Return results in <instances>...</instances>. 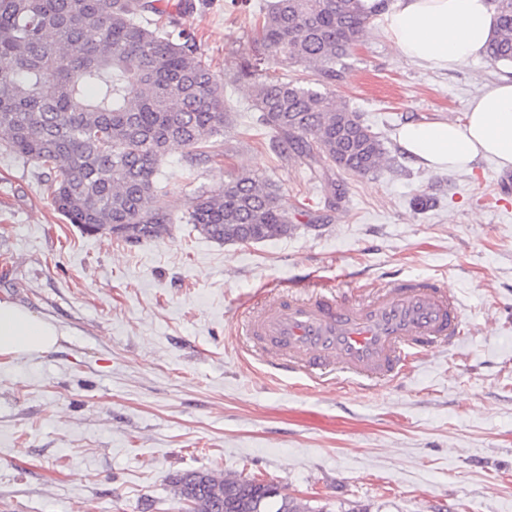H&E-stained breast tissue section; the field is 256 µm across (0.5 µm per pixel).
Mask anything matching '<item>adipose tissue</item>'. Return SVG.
<instances>
[{"label": "adipose tissue", "instance_id": "obj_1", "mask_svg": "<svg viewBox=\"0 0 512 512\" xmlns=\"http://www.w3.org/2000/svg\"><path fill=\"white\" fill-rule=\"evenodd\" d=\"M496 25L489 0H395L384 15L385 32L402 59L440 70H458L479 59ZM397 141L408 157L430 170L468 171L479 158L512 170V78L475 96L464 123L408 122ZM62 336L50 320L0 300L1 359L47 353Z\"/></svg>", "mask_w": 512, "mask_h": 512}]
</instances>
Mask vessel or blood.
Returning a JSON list of instances; mask_svg holds the SVG:
<instances>
[{
    "label": "vessel or blood",
    "mask_w": 512,
    "mask_h": 512,
    "mask_svg": "<svg viewBox=\"0 0 512 512\" xmlns=\"http://www.w3.org/2000/svg\"><path fill=\"white\" fill-rule=\"evenodd\" d=\"M243 333L250 353L280 373L379 382L454 345L464 324L453 297L433 281L392 279L342 295L310 278L250 311Z\"/></svg>",
    "instance_id": "b4317fda"
}]
</instances>
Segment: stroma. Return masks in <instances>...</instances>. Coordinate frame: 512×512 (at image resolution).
Wrapping results in <instances>:
<instances>
[{"label": "stroma", "instance_id": "stroma-1", "mask_svg": "<svg viewBox=\"0 0 512 512\" xmlns=\"http://www.w3.org/2000/svg\"><path fill=\"white\" fill-rule=\"evenodd\" d=\"M191 28L226 85L220 164L159 167L170 231L129 243L55 210L47 169L0 145V299L63 331L43 355L0 362V512H184L188 471L258 477L310 512H512V170L414 164L409 121L463 122L512 67L457 71L398 59L371 22L333 91L384 141L394 167L312 179L276 154L229 78L252 57L260 0H190ZM247 171L274 182L288 235L219 244L184 221L198 195ZM341 199H332L331 185ZM311 274L339 292L391 278L455 295L465 335L367 389L275 373L238 326L267 287Z\"/></svg>", "mask_w": 512, "mask_h": 512}]
</instances>
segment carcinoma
I'll return each instance as SVG.
<instances>
[{
  "label": "carcinoma",
  "instance_id": "obj_1",
  "mask_svg": "<svg viewBox=\"0 0 512 512\" xmlns=\"http://www.w3.org/2000/svg\"><path fill=\"white\" fill-rule=\"evenodd\" d=\"M389 2L269 0L251 35L259 58L233 74L274 132L273 150L314 178L333 167L366 176L391 166L382 139L326 90ZM490 3L498 23L486 56L512 64V0ZM187 8V0H0V143L54 172L55 209L85 232L160 237L172 223L153 208L162 161L179 148L191 165L223 156L212 146L231 121L224 81L193 33L152 27ZM288 66L311 72L325 91L268 74ZM186 223L221 244L293 229L276 184L248 173L199 195ZM173 486L195 512H307L254 477L191 471Z\"/></svg>",
  "mask_w": 512,
  "mask_h": 512
}]
</instances>
